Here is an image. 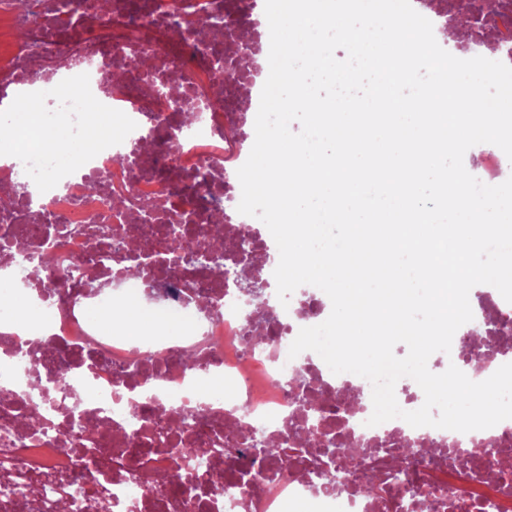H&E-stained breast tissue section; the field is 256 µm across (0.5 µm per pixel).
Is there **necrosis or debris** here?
<instances>
[{"label":"necrosis or debris","instance_id":"4bbe7bcc","mask_svg":"<svg viewBox=\"0 0 512 512\" xmlns=\"http://www.w3.org/2000/svg\"><path fill=\"white\" fill-rule=\"evenodd\" d=\"M60 0H0L12 42L0 54V90L47 95L36 105L49 134L84 152L79 164L50 150L25 154L22 177L39 200L0 205V271H13L0 310V512H512V419L461 433L400 419L368 426L370 383L333 374L318 354L289 357L300 328L325 321L332 304L296 289L288 304L251 295L212 269L173 263L143 247L149 229L188 227L185 248L209 243L223 218L224 264L250 235V269L274 284L279 252L255 218L227 209L229 175L250 150L240 122V84L210 63V34L182 30V14H223L235 37L251 28L249 0H93L87 13ZM124 74L120 90L101 72ZM182 77L178 94L156 86ZM154 308L151 333L132 338V309ZM455 333L452 362L468 377L512 363V303L495 296ZM310 385L296 389L295 373ZM222 379L231 397L200 389ZM307 403L322 432L340 426L345 451L330 458L288 442L286 421ZM259 427L289 457L255 448ZM499 456L475 469L488 441ZM216 467L196 479L184 447ZM404 455L406 479L378 497L363 482ZM347 472L344 489L321 488ZM182 476V491L158 487Z\"/></svg>","mask_w":512,"mask_h":512}]
</instances>
